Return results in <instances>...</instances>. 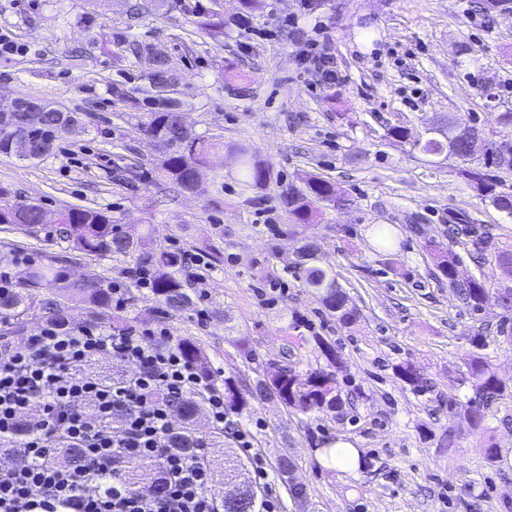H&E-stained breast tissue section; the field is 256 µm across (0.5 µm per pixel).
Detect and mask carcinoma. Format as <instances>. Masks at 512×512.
Returning a JSON list of instances; mask_svg holds the SVG:
<instances>
[{
  "mask_svg": "<svg viewBox=\"0 0 512 512\" xmlns=\"http://www.w3.org/2000/svg\"><path fill=\"white\" fill-rule=\"evenodd\" d=\"M151 66L149 88L142 90L143 102L150 107L147 122L143 124L144 135L162 150L161 170L181 189L192 188V170L204 165L210 154L220 148V143L206 142L200 138L183 141L177 136V103L157 96L155 88L170 72L167 56L161 51L148 53ZM76 122V117L69 112H58L54 117H47L35 112H0V127L13 130L17 141L28 146L29 151L43 157L49 154L56 140L69 131ZM422 151L429 154L470 153L482 155L485 166H495L499 170L512 169V148L508 143L492 144L482 132L461 133L452 129L442 138H428L421 144ZM239 161V180L245 186H257L266 181V171L256 160L255 155L245 146L237 148ZM471 178L476 189L488 198L497 208L512 213V196L497 191L499 178L488 172H474ZM343 198L330 182L316 176L304 180L303 186L290 188L284 193V202L294 224H311L318 213L317 206L336 207ZM38 207L27 201L18 202L6 208L11 216L23 223L31 233L40 228ZM459 231L473 237L477 251L484 254L483 260L493 265L497 275L503 281L512 282V243L494 241L493 235L480 232L470 223L467 216L455 215ZM61 232L73 244V250L93 256L122 255L132 256L142 245V237L123 232L106 212L91 207H70L60 212ZM317 247L309 243L303 248L302 260L298 263L300 279L306 288L312 289L321 306L336 317L343 325H350L356 320V311L348 304L346 294L336 284V279L328 270L316 264ZM179 254L160 248L145 261L153 268L152 291L155 296L172 311H179L190 303L183 281L177 277ZM436 267L441 275L448 278V286L453 289L457 301L474 315L479 310L490 285L483 278L471 277L461 280L457 277V261L451 253L439 251L436 254ZM27 277L19 278L14 285L0 289V317L14 322L19 327L24 319L38 314L48 321H65L68 319V306L57 298L41 299L39 293L44 288H52L64 277L61 267L52 259L33 261L27 265ZM72 293L85 303L89 317L97 318L104 312L110 313L112 327L120 328L124 317L112 313V287L104 281L91 276L90 279L72 286ZM318 344L326 358L327 364L316 367L308 366L300 374L288 366L267 384L261 382L253 394L275 396L285 407L295 412L307 414L336 408L341 402L337 368L339 361L334 348L323 339ZM183 351L188 360L207 367V354L201 344L191 338L183 340ZM397 374L412 386H420L424 379L419 369L406 360L396 365ZM468 379L475 390L472 401L470 420L474 430L484 429L486 406L501 397L505 387L499 381L490 363L479 353L472 355L468 363ZM224 401L233 413H238L246 406L238 380L224 379ZM171 408L178 410L180 425L174 436V447L189 459L197 457L196 423L202 413L204 400L200 396L169 399ZM82 453L77 448L59 446L52 455V460L70 467L80 464ZM211 466H219L224 474L226 490H238L242 499L237 504H224V491H219L217 498L224 512H256L258 494L246 476V462L239 456L227 454L219 463L209 461ZM154 467L143 463H130L124 471V478L131 484L140 486L151 482L158 484L151 477Z\"/></svg>",
  "mask_w": 512,
  "mask_h": 512,
  "instance_id": "carcinoma-1",
  "label": "carcinoma"
}]
</instances>
